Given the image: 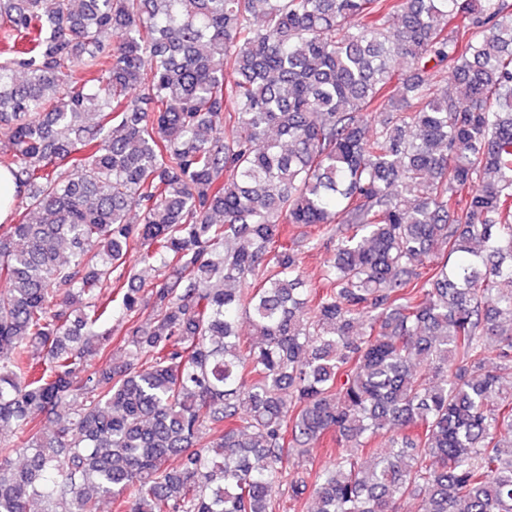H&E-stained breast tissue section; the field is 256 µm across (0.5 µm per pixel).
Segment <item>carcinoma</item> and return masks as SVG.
Returning <instances> with one entry per match:
<instances>
[{
    "instance_id": "carcinoma-1",
    "label": "carcinoma",
    "mask_w": 512,
    "mask_h": 512,
    "mask_svg": "<svg viewBox=\"0 0 512 512\" xmlns=\"http://www.w3.org/2000/svg\"><path fill=\"white\" fill-rule=\"evenodd\" d=\"M0 38V512H512L505 0H0ZM18 190L11 172L0 167V224L8 221ZM334 240L329 235L320 236L314 249L305 241L301 243L302 270L313 288L320 285L323 264L333 250ZM334 448H336V443L330 435H327L324 438L310 442L308 452L304 456L292 454L290 462L295 465H302L304 468L318 470L333 458L330 453L334 452Z\"/></svg>"
}]
</instances>
